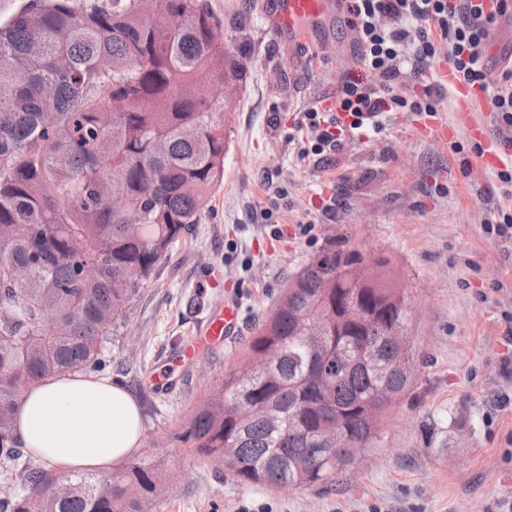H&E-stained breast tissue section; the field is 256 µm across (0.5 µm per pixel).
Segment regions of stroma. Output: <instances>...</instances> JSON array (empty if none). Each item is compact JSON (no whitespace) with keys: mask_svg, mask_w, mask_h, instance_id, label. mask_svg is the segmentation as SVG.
<instances>
[{"mask_svg":"<svg viewBox=\"0 0 512 512\" xmlns=\"http://www.w3.org/2000/svg\"><path fill=\"white\" fill-rule=\"evenodd\" d=\"M225 51L244 70L224 114V178L142 288L105 347L111 378L135 394L141 447L160 443L158 512H507L512 507V245L484 224L508 199L474 144L493 107L461 123L440 86L436 116L394 113L385 130L312 155L304 112L355 62L339 0L302 46L271 25L279 0H208ZM381 253L417 309L416 378L366 457L335 490L245 484L174 441L185 417L245 360L288 276L329 239ZM236 301L242 332L177 362L210 308ZM167 377L166 390L152 387Z\"/></svg>","mask_w":512,"mask_h":512,"instance_id":"1","label":"stroma"}]
</instances>
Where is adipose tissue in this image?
<instances>
[{"mask_svg": "<svg viewBox=\"0 0 512 512\" xmlns=\"http://www.w3.org/2000/svg\"><path fill=\"white\" fill-rule=\"evenodd\" d=\"M16 433L36 461L63 474H106L140 447L134 396L107 378L73 372L43 378L20 401Z\"/></svg>", "mask_w": 512, "mask_h": 512, "instance_id": "1", "label": "adipose tissue"}]
</instances>
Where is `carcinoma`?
<instances>
[{"instance_id": "carcinoma-1", "label": "carcinoma", "mask_w": 512, "mask_h": 512, "mask_svg": "<svg viewBox=\"0 0 512 512\" xmlns=\"http://www.w3.org/2000/svg\"><path fill=\"white\" fill-rule=\"evenodd\" d=\"M218 27L208 0H27L0 24V475L23 488L0 512L161 504L156 455L112 475L56 476L24 458L15 416L39 379L106 368L103 343L222 180L231 104L199 84L235 85L242 72L216 42ZM360 257L332 241L290 276L248 349L270 370L250 382L228 374L175 440L244 483L336 486L350 468L340 451H327L335 464L305 465L321 456L326 409L368 446L386 414L367 419L360 405L380 383L404 388L401 374L361 359L397 358L387 330L410 314L389 303L388 257L371 285L342 277ZM353 295L368 313L357 325L344 308ZM315 305L329 320L316 348L300 322ZM265 407L280 414L278 427L251 415ZM226 441L236 458H224Z\"/></svg>"}]
</instances>
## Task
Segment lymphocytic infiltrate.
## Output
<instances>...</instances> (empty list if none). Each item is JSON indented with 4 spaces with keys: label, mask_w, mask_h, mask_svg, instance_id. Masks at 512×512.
<instances>
[{
    "label": "lymphocytic infiltrate",
    "mask_w": 512,
    "mask_h": 512,
    "mask_svg": "<svg viewBox=\"0 0 512 512\" xmlns=\"http://www.w3.org/2000/svg\"><path fill=\"white\" fill-rule=\"evenodd\" d=\"M355 33L360 73L337 86L327 110L309 109L316 131L313 154L339 150L347 133L381 132L392 112L438 111L431 93H412L425 83L439 44L452 46L448 64L455 80L488 95L494 106L496 145L512 150V54L491 65L485 46L491 32L512 22V0H344Z\"/></svg>",
    "instance_id": "obj_1"
}]
</instances>
